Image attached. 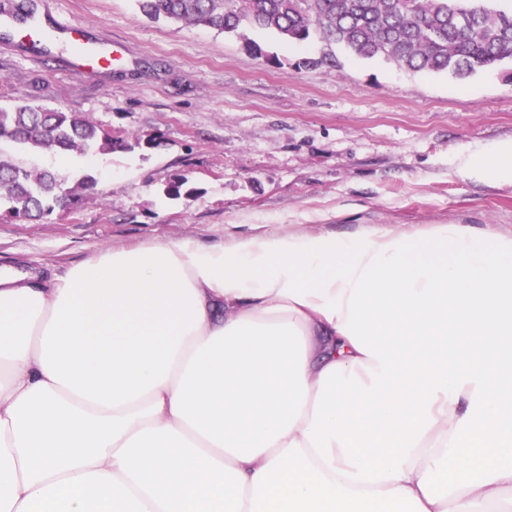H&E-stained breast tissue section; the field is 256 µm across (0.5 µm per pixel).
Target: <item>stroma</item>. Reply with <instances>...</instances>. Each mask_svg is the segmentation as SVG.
Masks as SVG:
<instances>
[{"mask_svg":"<svg viewBox=\"0 0 512 512\" xmlns=\"http://www.w3.org/2000/svg\"><path fill=\"white\" fill-rule=\"evenodd\" d=\"M46 5L122 58L78 73L68 45L30 51L1 35L0 106L81 112L133 147L66 160L1 142L14 163L97 179L71 209L0 222L1 269L61 273L112 246L228 243L291 224L512 232V182L466 172L473 155L512 140V66L460 80L246 26L230 36L153 22L135 0ZM175 176L189 193L171 200L162 188Z\"/></svg>","mask_w":512,"mask_h":512,"instance_id":"1","label":"stroma"}]
</instances>
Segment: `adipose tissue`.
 <instances>
[{
	"label": "adipose tissue",
	"mask_w": 512,
	"mask_h": 512,
	"mask_svg": "<svg viewBox=\"0 0 512 512\" xmlns=\"http://www.w3.org/2000/svg\"><path fill=\"white\" fill-rule=\"evenodd\" d=\"M468 171L512 182V140ZM0 512H512V233L1 271Z\"/></svg>",
	"instance_id": "adipose-tissue-1"
}]
</instances>
